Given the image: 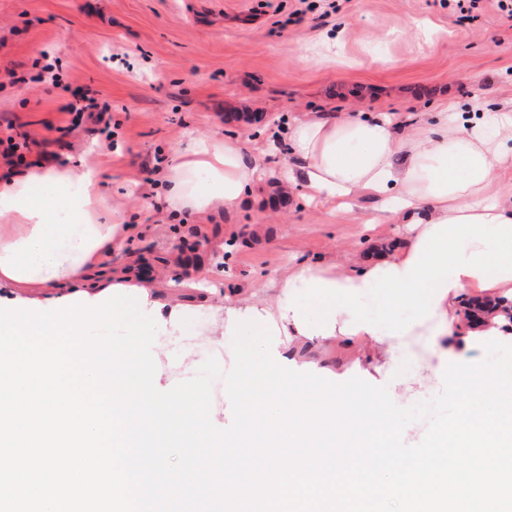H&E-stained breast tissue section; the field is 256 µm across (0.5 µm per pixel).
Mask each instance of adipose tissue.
<instances>
[{
    "label": "adipose tissue",
    "instance_id": "adipose-tissue-1",
    "mask_svg": "<svg viewBox=\"0 0 512 512\" xmlns=\"http://www.w3.org/2000/svg\"><path fill=\"white\" fill-rule=\"evenodd\" d=\"M297 164L290 182H301L314 196L338 206L372 194L390 203L398 223L410 234L391 252H378L357 271L332 264L299 265L276 281L274 301L225 299L223 335L245 325L267 336L259 357L242 362L227 391L238 406L256 387L297 393L288 352L305 342L373 339L388 348L402 346L414 327L426 328L445 359L433 375L448 396L466 404L478 393L496 394L512 376L449 345L457 323V304L470 297L479 304L470 325L478 336H500L512 328V110H487L471 119L437 113L433 123L399 129L382 115L311 116L295 122L288 135ZM166 187L169 199L187 214L231 209L250 190L257 165L234 143L196 141L173 155ZM209 177L196 189V171ZM50 185L63 196L69 218L82 230L73 242L71 261L56 250V228L43 207L34 205L28 184ZM93 171L33 168L27 178L0 189V215L20 218L24 229L0 224V285L59 290L61 296L88 288L105 290L104 258L123 249L119 224L96 222L101 202ZM385 289L386 306L371 313L355 307L368 289ZM325 296L334 307L311 316L299 292ZM414 306V325H403L390 308Z\"/></svg>",
    "mask_w": 512,
    "mask_h": 512
}]
</instances>
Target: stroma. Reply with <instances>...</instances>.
Listing matches in <instances>:
<instances>
[{
    "label": "stroma",
    "instance_id": "1",
    "mask_svg": "<svg viewBox=\"0 0 512 512\" xmlns=\"http://www.w3.org/2000/svg\"><path fill=\"white\" fill-rule=\"evenodd\" d=\"M291 23L296 0H0V120L14 122L47 153L49 165L101 173V222L137 226L108 265L141 284L176 324L157 330L161 385L192 378L208 357L222 369L231 345L212 341L222 296L259 293L288 264L362 260L376 245L393 249L401 227L363 224L380 200L366 195L352 211L307 200L282 187L292 163L281 141L288 125L311 114L397 113L424 127L436 112L493 108L512 97V21L492 0L474 20L459 0H310ZM58 58L70 89L109 107L111 142L91 120L63 110L69 91L34 83L45 56ZM22 76L19 84L4 79ZM206 138L241 146L258 167L255 184L232 210L184 215L166 200L165 159ZM383 353L364 343L305 344L297 365L342 383L358 376L355 358L378 364L368 383L403 377L391 391L408 407L442 387L429 379L438 362L427 337Z\"/></svg>",
    "mask_w": 512,
    "mask_h": 512
}]
</instances>
